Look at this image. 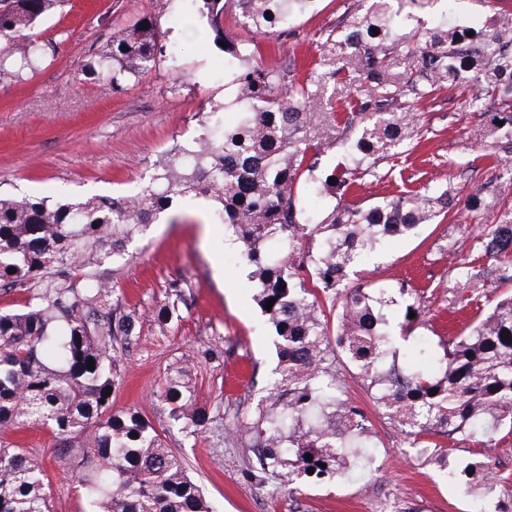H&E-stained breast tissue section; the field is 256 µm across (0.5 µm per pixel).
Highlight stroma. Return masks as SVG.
<instances>
[{
  "label": "stroma",
  "mask_w": 512,
  "mask_h": 512,
  "mask_svg": "<svg viewBox=\"0 0 512 512\" xmlns=\"http://www.w3.org/2000/svg\"><path fill=\"white\" fill-rule=\"evenodd\" d=\"M354 2L321 0L288 31L256 38L262 61L300 77L317 72L324 106L311 112L309 125L320 135L332 134L331 113L349 112L354 104L358 66L323 37L348 22ZM395 7L412 14L413 26L432 28L457 20L485 23L494 12L512 9V0H397ZM145 13L159 18L167 45L178 48L176 63H164L119 94L84 75L92 52L106 50L111 29ZM199 25L196 19L181 23L175 0H70L64 11L49 12L39 32L50 50L39 69L21 82L0 85V194L62 200L137 192L164 150L199 136L198 113L232 95L224 83V54L202 40ZM415 111L422 128L418 143L381 162L377 177H365L354 195L367 200L431 187L449 190L456 204L443 221L391 243L360 270L377 284L409 278L427 289L428 309L439 318L415 333L435 345L432 329L453 330L458 320L454 295H469L486 308L512 289L493 269L477 283L465 282L449 261L453 253L474 257L481 229L500 220L499 210L477 216L465 203L485 192L512 154L502 149L486 156L489 119L470 110L463 89H438ZM211 211L206 199L179 200L158 223L136 233L123 256L96 269L137 317V334L122 354L113 411L138 410L166 429L169 447L185 459L212 512H369L384 499L398 512H470L469 497L457 493L429 454L375 409L363 382L347 375L342 362L337 368L346 375L347 396L369 420L374 448L341 480L270 498L279 478H255L256 439L232 430L224 410L257 419L278 364L275 331L249 268L234 262L230 237L223 225L211 223ZM174 280L184 283V300L163 326L157 313ZM185 357L194 363L192 377L210 412L194 441L169 428L167 406L158 396L169 365ZM0 441L43 459L52 512H93L70 458L47 431L5 430Z\"/></svg>",
  "instance_id": "stroma-1"
}]
</instances>
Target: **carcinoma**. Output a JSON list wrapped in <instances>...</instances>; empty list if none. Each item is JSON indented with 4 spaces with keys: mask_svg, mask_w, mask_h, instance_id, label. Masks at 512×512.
<instances>
[{
    "mask_svg": "<svg viewBox=\"0 0 512 512\" xmlns=\"http://www.w3.org/2000/svg\"><path fill=\"white\" fill-rule=\"evenodd\" d=\"M63 2L0 0V52L14 57L9 68L0 61L1 82L21 81L38 69L46 44L36 29ZM182 2L187 14L206 20L204 36L226 44L224 74L237 82L234 99L200 113L201 134L164 151L134 195L67 203L0 197V291L29 293L21 309L0 311V430H47L73 454L100 512H210L201 485L150 420L132 409L110 412L107 389L119 384L118 354L137 326L94 272L124 254L134 233L174 199L194 195L216 203L211 221L224 225L239 261L252 269L259 303L274 300L265 314L277 337V377L258 419L235 422L256 435L261 472H282L290 486L321 484L344 477L349 458L373 446L368 420L344 395L338 358L367 384L383 414L417 440L478 437L489 448L500 432L511 434L512 296L497 299L457 334L439 337L442 355L420 337L413 356L401 357L386 309L395 295L407 297L400 322L407 341L421 325L425 291L404 280L378 286L350 278L388 239L434 223L450 205L448 190L384 196L367 205L345 196L380 161L417 140L421 129L400 112L402 98L421 99L437 86L470 88L474 112L494 105V132L512 145V15L500 13L481 28L455 24L420 32L394 11L392 0H372L339 34L329 30L326 40L355 58L360 83L357 112L343 128L353 134L347 162L315 178L318 154L332 142L308 126L320 104L313 73L299 78L257 61L252 41L226 31L228 0ZM234 2L242 26L261 34L285 32L317 4ZM161 37L158 19L142 15L111 35L110 51L94 56L87 73L121 93L171 57ZM397 51L418 78L397 83L385 76L387 59ZM230 108L237 118L228 124ZM303 185L326 201V216L307 208ZM511 186L507 166L492 202L508 198ZM304 240L313 247L299 255ZM480 248L499 263L500 278L512 280V264L505 261L512 255V214L486 225ZM168 295L173 300L158 313L163 325L183 301L182 285L171 283ZM161 398L170 426L187 437L209 420L184 360L166 372ZM433 451L448 482L464 495L493 499L495 512H512L508 479L495 475L491 458L460 467L439 443ZM0 512H50L42 460L21 448L0 447Z\"/></svg>",
    "mask_w": 512,
    "mask_h": 512,
    "instance_id": "cac0c4a2",
    "label": "carcinoma"
}]
</instances>
